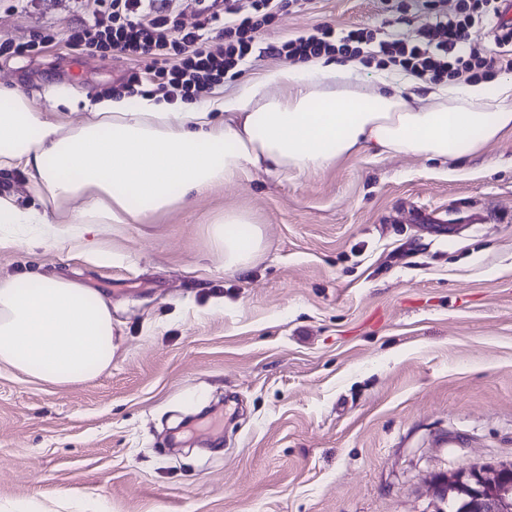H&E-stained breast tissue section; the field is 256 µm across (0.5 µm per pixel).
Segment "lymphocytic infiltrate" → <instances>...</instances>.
I'll use <instances>...</instances> for the list:
<instances>
[{"label":"lymphocytic infiltrate","mask_w":512,"mask_h":512,"mask_svg":"<svg viewBox=\"0 0 512 512\" xmlns=\"http://www.w3.org/2000/svg\"><path fill=\"white\" fill-rule=\"evenodd\" d=\"M86 20L72 29L67 41L78 55L118 53L140 63L122 85L124 94L137 96L148 90H164L187 103L199 92L223 84L252 53L286 55L296 62L348 50L369 38L365 30H351L340 43H332L331 26L317 27L315 34L280 44L258 46L261 19L240 14L234 0H200L197 22L190 27L178 19L177 0H79ZM495 0H460L458 12L435 15L433 30L444 38L433 41L432 30H420L415 39L391 34L379 51L395 65L432 81L472 74L492 78L496 69H512V52L494 57L471 42L470 27L478 22L499 30V43L512 42V28L499 24Z\"/></svg>","instance_id":"obj_1"}]
</instances>
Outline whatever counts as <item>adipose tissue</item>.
Returning a JSON list of instances; mask_svg holds the SVG:
<instances>
[{"label":"adipose tissue","instance_id":"1","mask_svg":"<svg viewBox=\"0 0 512 512\" xmlns=\"http://www.w3.org/2000/svg\"><path fill=\"white\" fill-rule=\"evenodd\" d=\"M357 61L277 67L236 95L192 106L146 97L85 98L47 87L42 99L0 89V169H17L34 207L0 195V224H148L192 194L264 166L318 172L372 143L395 154L462 158L512 130V81L431 88L413 94L411 76L368 89ZM277 85L278 95L267 92ZM82 107L80 124L55 111ZM224 268L250 269L265 244L248 213L225 212L211 228ZM112 364V309L106 293L56 277L19 287L0 279V366L65 386Z\"/></svg>","mask_w":512,"mask_h":512}]
</instances>
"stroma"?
Here are the masks:
<instances>
[{
	"mask_svg": "<svg viewBox=\"0 0 512 512\" xmlns=\"http://www.w3.org/2000/svg\"><path fill=\"white\" fill-rule=\"evenodd\" d=\"M0 0V86L97 97L133 61L76 56L74 0ZM456 0H281L261 39L394 32ZM261 224L224 270L209 228ZM0 277H68L112 301V365L69 386L0 366V512H433L434 476L512 462V131L464 158L374 147L315 173L255 170L149 224L52 237L0 227ZM105 252L119 261L102 260ZM54 36L49 33L39 32L30 39L20 41L15 39H5L0 42V53H9L13 55H29L33 52L41 51L52 45ZM212 241L224 254V270L242 273L250 269L265 249L263 231L248 213L224 212L223 221L213 224Z\"/></svg>",
	"mask_w": 512,
	"mask_h": 512,
	"instance_id": "35a3bbf8",
	"label": "stroma"
}]
</instances>
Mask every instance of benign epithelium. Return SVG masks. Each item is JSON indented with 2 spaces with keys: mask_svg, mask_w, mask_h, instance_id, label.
Here are the masks:
<instances>
[{
  "mask_svg": "<svg viewBox=\"0 0 512 512\" xmlns=\"http://www.w3.org/2000/svg\"><path fill=\"white\" fill-rule=\"evenodd\" d=\"M512 464L498 467L463 465L439 477L443 494L454 493L468 512H512V487L505 483Z\"/></svg>",
  "mask_w": 512,
  "mask_h": 512,
  "instance_id": "benign-epithelium-1",
  "label": "benign epithelium"
}]
</instances>
